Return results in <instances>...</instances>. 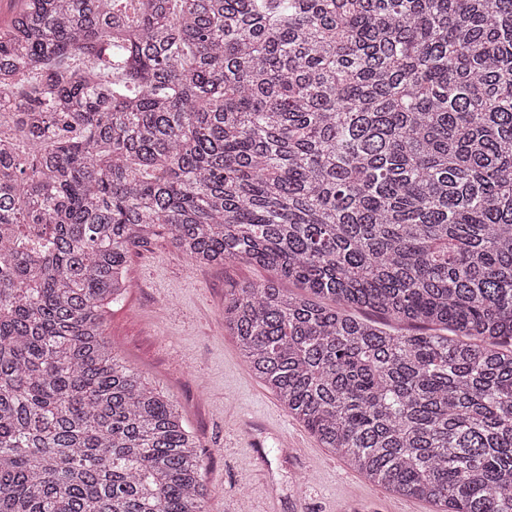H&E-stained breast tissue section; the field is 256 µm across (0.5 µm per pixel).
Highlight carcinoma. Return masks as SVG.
I'll use <instances>...</instances> for the list:
<instances>
[{"instance_id":"1","label":"carcinoma","mask_w":512,"mask_h":512,"mask_svg":"<svg viewBox=\"0 0 512 512\" xmlns=\"http://www.w3.org/2000/svg\"><path fill=\"white\" fill-rule=\"evenodd\" d=\"M7 101L0 512H204L198 438L104 336L160 236L277 271L224 327L322 447L512 512V0H21Z\"/></svg>"}]
</instances>
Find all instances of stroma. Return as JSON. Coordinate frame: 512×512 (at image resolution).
Instances as JSON below:
<instances>
[{
    "label": "stroma",
    "mask_w": 512,
    "mask_h": 512,
    "mask_svg": "<svg viewBox=\"0 0 512 512\" xmlns=\"http://www.w3.org/2000/svg\"><path fill=\"white\" fill-rule=\"evenodd\" d=\"M130 283L105 313L119 358L176 402L197 435L206 512H436L369 483L280 405L224 327L231 285L276 279L256 263L195 266L164 240L131 253Z\"/></svg>",
    "instance_id": "35a3bbf8"
}]
</instances>
